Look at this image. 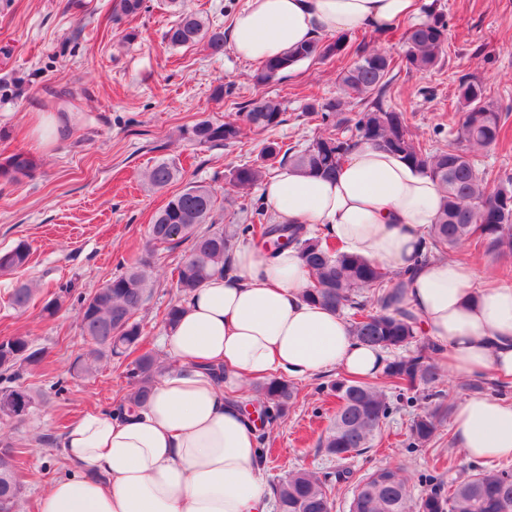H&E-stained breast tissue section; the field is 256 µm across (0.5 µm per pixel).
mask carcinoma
Wrapping results in <instances>:
<instances>
[{
	"instance_id": "obj_1",
	"label": "carcinoma",
	"mask_w": 512,
	"mask_h": 512,
	"mask_svg": "<svg viewBox=\"0 0 512 512\" xmlns=\"http://www.w3.org/2000/svg\"><path fill=\"white\" fill-rule=\"evenodd\" d=\"M177 8V20L165 33L172 47L203 44L212 55L224 53V30L197 12L180 8L181 0H170ZM426 20L408 27L404 33L406 69L427 72L438 66L448 48V20L436 4L424 6ZM353 49L351 64L342 68L340 98L307 106L320 115L321 133L304 148H283L266 141L258 159L230 171L233 187L250 190L260 184L269 170L288 164L308 175L329 177L363 143L401 155L407 162L438 182L444 202L431 232L428 255H445L465 243L476 241L487 252L512 254V174L493 173L480 166L476 153L496 146L502 131V110L487 95L484 82L465 77L460 80L462 119L457 135L448 144L430 150L410 131L404 113L387 104L393 78V58L366 44L352 46L350 36L315 38L285 51L258 66L253 82L263 86L278 75L305 61L342 58ZM358 108L356 117L346 116L349 106ZM285 108L275 98L261 97L247 105L241 121L213 123L202 120L189 131L191 140L211 146H229L241 139L245 128L268 131L284 122ZM32 161L18 152L0 162V178L18 182L28 176ZM178 168L172 161L160 160L144 173L152 189H162L173 181ZM497 187L490 191V180ZM244 224H230L204 233L201 224H218L215 194L211 186L192 184L174 195L153 217L149 245L176 247L191 242L184 260L176 267V286L190 296L216 270L224 269L239 238L257 236L267 250L274 252L292 246L311 271L306 299L334 312L352 311L350 334L359 342L385 351L414 344L413 355L389 362L376 380L341 379L328 389L336 396L338 408L320 438L319 446L336 459V472L321 477L299 468L272 485L279 512H332L331 482H346L353 472L347 461L370 448V442L394 407L387 388L398 395L418 388L424 399L438 396L435 388L443 383L444 370L427 352L434 345L420 339L417 319L407 311L391 308L392 295L384 288L388 272L373 262L351 255L313 236L302 225L277 224L260 200L245 204ZM30 249L22 243L0 252V274H11L29 262ZM152 290L151 263L141 258L126 271L112 276L103 287L83 299L81 330L94 348L87 357H77L72 371L88 375L93 363L128 357L140 343L142 330L134 315L148 300ZM33 289L21 284L11 294V305L25 308ZM38 361L30 341L22 335L0 339V418L18 419L32 406L30 394L16 384L19 369ZM130 389L118 409L143 404L158 375L155 359L138 357L127 368ZM260 407L269 421L283 417L295 399L292 383L271 377L254 385ZM448 408L438 402L412 421L408 442L411 448L426 445L447 417ZM15 457L9 445L0 448V512H16L22 486L14 475ZM349 512H512V468L477 469L464 479L435 482L419 495L413 492L412 477L401 466H387L360 478L353 487Z\"/></svg>"
}]
</instances>
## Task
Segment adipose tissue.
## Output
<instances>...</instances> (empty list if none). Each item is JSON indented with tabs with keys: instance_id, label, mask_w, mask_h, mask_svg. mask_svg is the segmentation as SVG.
I'll return each mask as SVG.
<instances>
[{
	"instance_id": "1",
	"label": "adipose tissue",
	"mask_w": 512,
	"mask_h": 512,
	"mask_svg": "<svg viewBox=\"0 0 512 512\" xmlns=\"http://www.w3.org/2000/svg\"><path fill=\"white\" fill-rule=\"evenodd\" d=\"M418 13V0H248L231 38L240 58L260 64L320 35H384ZM262 193L282 223L324 232L401 273L395 305L416 316L446 371L512 383V282L487 281L457 259L418 260L443 200L428 175L363 144L334 178L286 165ZM228 264L168 328L174 366L146 405L120 415L85 412L63 435L59 449L71 471L41 493L40 512H268L244 383L334 369L360 379L382 373L383 350L358 342L341 315L306 300L310 275L295 248L272 254L245 243ZM451 427L466 456L512 462L511 402L468 398Z\"/></svg>"
}]
</instances>
